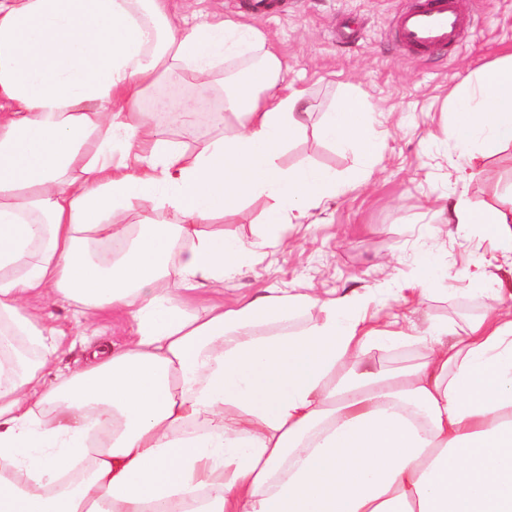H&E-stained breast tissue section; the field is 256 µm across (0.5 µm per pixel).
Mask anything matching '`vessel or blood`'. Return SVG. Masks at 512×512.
<instances>
[{
    "label": "vessel or blood",
    "mask_w": 512,
    "mask_h": 512,
    "mask_svg": "<svg viewBox=\"0 0 512 512\" xmlns=\"http://www.w3.org/2000/svg\"><path fill=\"white\" fill-rule=\"evenodd\" d=\"M465 23L457 0H419L398 18V43L406 50L444 51Z\"/></svg>",
    "instance_id": "vessel-or-blood-1"
}]
</instances>
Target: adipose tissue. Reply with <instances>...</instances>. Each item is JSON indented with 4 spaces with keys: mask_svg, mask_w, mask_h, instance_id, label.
Returning a JSON list of instances; mask_svg holds the SVG:
<instances>
[{
    "mask_svg": "<svg viewBox=\"0 0 512 512\" xmlns=\"http://www.w3.org/2000/svg\"><path fill=\"white\" fill-rule=\"evenodd\" d=\"M249 50L219 135L190 151L155 128L142 102L160 81L211 83ZM283 73L257 30L188 24L168 0H0V334L26 351L0 350V512H512V309L456 328L380 320L356 292L176 303L346 188L280 165L310 115ZM452 112L464 178L485 176L512 144V54L471 73ZM320 132L366 160L380 144L351 94ZM260 197L252 241L208 231ZM448 221L512 253V202L462 195ZM43 293L125 311L133 336L46 383L54 332L27 305ZM404 345L423 359L363 363Z\"/></svg>",
    "mask_w": 512,
    "mask_h": 512,
    "instance_id": "adipose-tissue-1",
    "label": "adipose tissue"
}]
</instances>
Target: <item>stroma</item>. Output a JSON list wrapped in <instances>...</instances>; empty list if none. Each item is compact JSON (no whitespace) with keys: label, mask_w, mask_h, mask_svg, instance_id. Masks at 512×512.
Listing matches in <instances>:
<instances>
[{"label":"stroma","mask_w":512,"mask_h":512,"mask_svg":"<svg viewBox=\"0 0 512 512\" xmlns=\"http://www.w3.org/2000/svg\"><path fill=\"white\" fill-rule=\"evenodd\" d=\"M467 18L448 53L399 48L396 20L407 0H275L264 16L253 0H169L190 22L230 18L260 30L284 64V77L304 90L315 110L305 129L289 141L281 165H315L348 176L362 166L358 151L323 140L326 112L347 92L361 95L376 114L381 137L364 183L350 184L310 223L285 226L286 244L249 259L225 281L222 292L195 291L198 305L223 301L225 308L268 291L371 294L379 307H412L417 321L458 325L478 318L486 297L473 291L477 267L498 277L512 293V259L498 252L482 227L448 221L458 196L492 202L512 193V146L492 159L490 179L459 182L461 157L448 128L447 98L475 68L512 50V0H459ZM271 201L262 197L226 213L225 235L252 239ZM436 273L434 289L411 287L424 266ZM56 331L57 352L45 377L87 364L95 351L125 344L133 322L117 312L95 321L64 302L37 301Z\"/></svg>","instance_id":"1"}]
</instances>
